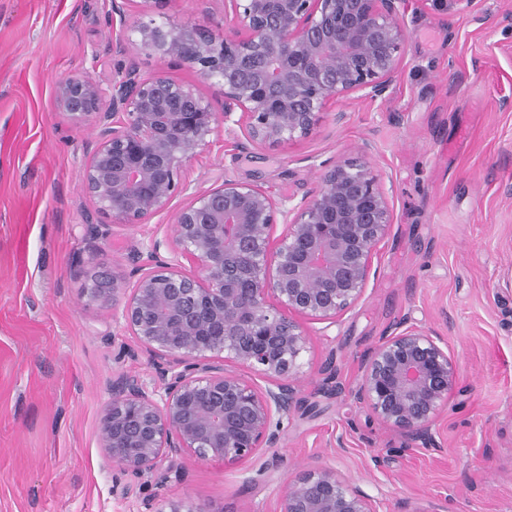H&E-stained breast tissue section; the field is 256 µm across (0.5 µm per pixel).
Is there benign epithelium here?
<instances>
[{"label": "benign epithelium", "instance_id": "1", "mask_svg": "<svg viewBox=\"0 0 512 512\" xmlns=\"http://www.w3.org/2000/svg\"><path fill=\"white\" fill-rule=\"evenodd\" d=\"M111 0L112 54L127 62L106 84L74 75L56 84L57 109L76 125L91 118L94 140L82 189L97 211L139 224L186 193L182 169L210 146L221 123L245 144L307 137L330 102L392 89L404 44V0H224L239 30L220 42L197 28L153 18L126 26ZM187 63L222 86L220 109L162 72L144 77L131 49ZM378 167L345 160L285 207L261 187L226 178L176 211L173 236L132 256V287L90 276L92 299L122 300L121 316L154 370L153 383L112 374L101 450L128 498L147 474L182 476L185 457L238 465L280 440L301 407L302 318L336 323L361 297L393 215V186ZM284 225L272 245L276 224ZM196 266L187 274L162 255ZM456 365L434 331L395 324L363 359L354 392L408 447L436 446L432 427L448 403ZM199 512L184 501L164 510ZM277 512H377L372 500L325 467L305 472Z\"/></svg>", "mask_w": 512, "mask_h": 512}]
</instances>
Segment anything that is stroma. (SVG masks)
<instances>
[{
  "label": "stroma",
  "mask_w": 512,
  "mask_h": 512,
  "mask_svg": "<svg viewBox=\"0 0 512 512\" xmlns=\"http://www.w3.org/2000/svg\"><path fill=\"white\" fill-rule=\"evenodd\" d=\"M145 16L203 30L237 25L224 0H127ZM407 32L386 102H332L305 138L231 149L240 129L219 127L184 168L191 189L231 176L276 201L318 186L321 165L360 156L393 181V222L355 306L328 326L304 320L300 408L277 447L240 465L191 462L182 479H149L143 497L186 500L200 512H275L315 464L371 496L378 512H512V0H474L464 13L406 0ZM105 8L86 0H0V512H145L112 490L100 420L116 370L154 373L117 301H94L89 274L128 279L129 251L170 235L177 196L141 224L97 213L82 190L92 123L54 104L57 82L110 79ZM143 76L164 73L220 104L222 89L189 65L138 51ZM344 121H337V113ZM448 340L456 380L434 426L436 446L406 447L351 391L364 356L396 321ZM334 361L339 391H322Z\"/></svg>",
  "instance_id": "35a3bbf8"
}]
</instances>
